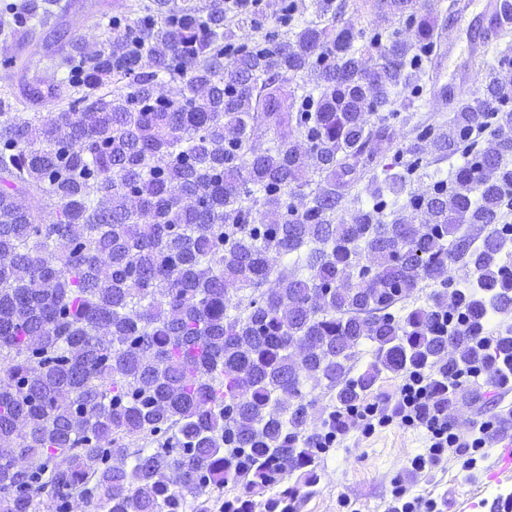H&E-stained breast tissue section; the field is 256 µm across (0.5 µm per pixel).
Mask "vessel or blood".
<instances>
[{
  "instance_id": "obj_1",
  "label": "vessel or blood",
  "mask_w": 512,
  "mask_h": 512,
  "mask_svg": "<svg viewBox=\"0 0 512 512\" xmlns=\"http://www.w3.org/2000/svg\"><path fill=\"white\" fill-rule=\"evenodd\" d=\"M500 0H451L448 23L432 61V90L448 104H455L464 87H478L479 74L463 67L458 76L446 77V63L458 57L484 56L486 45L506 23Z\"/></svg>"
}]
</instances>
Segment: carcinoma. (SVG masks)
Masks as SVG:
<instances>
[{
	"mask_svg": "<svg viewBox=\"0 0 512 512\" xmlns=\"http://www.w3.org/2000/svg\"><path fill=\"white\" fill-rule=\"evenodd\" d=\"M415 3L378 4L412 31L385 44L336 0H289L277 22L299 24L276 34L225 0H128L103 40L62 46L69 99L0 91V512H183L189 496L213 512L228 483L240 494L219 512H290L315 473L313 390L341 413L381 373L427 369L445 410L475 398L447 379L512 371V328L483 341L512 313V56L337 216L392 144L380 112L425 90L439 30ZM58 8L3 3L5 39ZM176 81L180 98L164 95ZM257 127L275 134L263 150ZM455 155L451 180L429 171ZM33 187L54 200L49 224L40 199L17 201ZM458 263L473 286L452 287ZM430 281L426 306L393 312ZM365 343L375 361L351 378Z\"/></svg>",
	"mask_w": 512,
	"mask_h": 512,
	"instance_id": "cac0c4a2",
	"label": "carcinoma"
}]
</instances>
